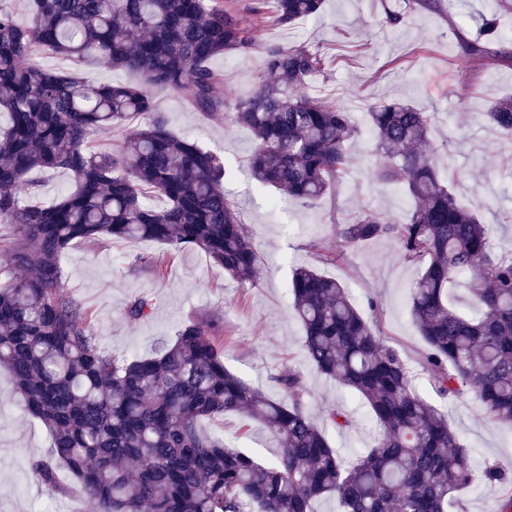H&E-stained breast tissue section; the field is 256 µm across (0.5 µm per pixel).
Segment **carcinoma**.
Segmentation results:
<instances>
[{"label": "carcinoma", "instance_id": "carcinoma-1", "mask_svg": "<svg viewBox=\"0 0 512 512\" xmlns=\"http://www.w3.org/2000/svg\"><path fill=\"white\" fill-rule=\"evenodd\" d=\"M324 0H275L273 22L291 28L319 16ZM429 0H395L380 23L399 26ZM31 23L0 9V224L24 274L0 286V366L15 380L27 411L52 437V455L31 469L61 495L79 492L101 512H314L338 500L343 512H448L455 493L477 477L500 486L493 512H512V479L478 469L448 416L413 384L400 353L385 338L379 308L364 315L340 281L300 267L291 310L301 350L312 366L365 401L378 432L351 462L332 448L305 408L301 374L275 377L286 393L272 399L224 365L218 327L190 319L154 354L119 355L99 346L87 312L64 293L59 259L77 240L109 236L153 240L175 253L202 252L224 274L254 282L261 273L246 225L224 193V162L175 136L156 113L150 89L178 94L209 118L248 128L253 177L281 196L314 203L339 182L358 135L339 106L304 92L326 55L306 45H269L262 86L253 96L224 93V73L210 66L256 42L218 0H31ZM504 36L494 9L481 15L470 55L498 58ZM105 60L139 74V85L93 83L25 63L31 49ZM512 133V98L485 113ZM376 178L411 201L394 223L367 211L341 224L349 246L390 238L401 258L421 267L412 284L411 317L427 347L429 382L443 399L466 395L489 420L512 428V256L494 252L479 209L459 204L440 178L428 142L434 113L411 103L371 108ZM139 119L116 152L93 151L88 138ZM37 168L72 172L75 189L50 205L22 195ZM164 206L150 204V197ZM464 279L455 304L448 285ZM150 300L126 307L146 318ZM242 415L281 442L274 462L198 428L206 417ZM337 430L352 425L328 411ZM72 482L63 484L59 468Z\"/></svg>", "mask_w": 512, "mask_h": 512}]
</instances>
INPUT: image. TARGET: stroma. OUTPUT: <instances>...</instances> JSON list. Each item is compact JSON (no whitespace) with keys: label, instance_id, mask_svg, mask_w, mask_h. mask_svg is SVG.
Here are the masks:
<instances>
[{"label":"stroma","instance_id":"stroma-1","mask_svg":"<svg viewBox=\"0 0 512 512\" xmlns=\"http://www.w3.org/2000/svg\"><path fill=\"white\" fill-rule=\"evenodd\" d=\"M384 0H327L321 17L282 30L261 22L252 12L254 0H224L238 11L257 44H307L328 56L323 75L310 91L340 105L358 129L350 144L352 165L336 188L306 205L277 197L251 175L255 142L249 130L214 121L189 110L175 93H154L157 112L168 129L196 141L224 159V191L233 200L255 243L261 275L242 284L225 275L203 253L171 256L164 275L152 261L166 247L151 240L105 238L74 243L59 262L64 292L90 313L91 331L100 346L127 356L151 354L157 342L174 338L187 320H219L224 363L266 395L283 393L276 375L300 371L307 390L306 410L317 423L327 410L343 406L354 416L344 430L326 435L345 458L366 452L377 427L366 404L335 381L319 374L301 353L302 329L290 313L291 278L302 263L318 266L349 289L355 303L376 301L381 328L416 375V387L445 412L470 450L477 466L492 465L512 477V429L492 423L470 396L448 401L430 388L424 370L426 345L414 326L409 288L418 267L405 263L387 238L349 248L338 225L371 210L403 221L409 212L404 194L376 180L374 139L368 109L398 99L432 112L426 152L436 157L439 174L466 206L484 200L481 216L494 230L496 250L512 254V136L498 132L484 113L496 99L512 94V62L488 67L464 47L473 38L480 14L500 9V26L512 55V0H439L436 11L415 10L395 29L380 25ZM28 64L98 82L135 85L137 75L102 61L91 62L34 50ZM213 68L224 73V86L238 96L253 95L261 85L259 52H233L218 57ZM335 253L321 262L319 251ZM152 303L150 315L133 322L125 315L137 297ZM206 431L250 453L274 461L279 438L262 423L237 416L202 421ZM51 436L25 409L13 391L10 375L0 368V512H98L78 494L60 495L40 485L31 464L49 456Z\"/></svg>","mask_w":512,"mask_h":512}]
</instances>
